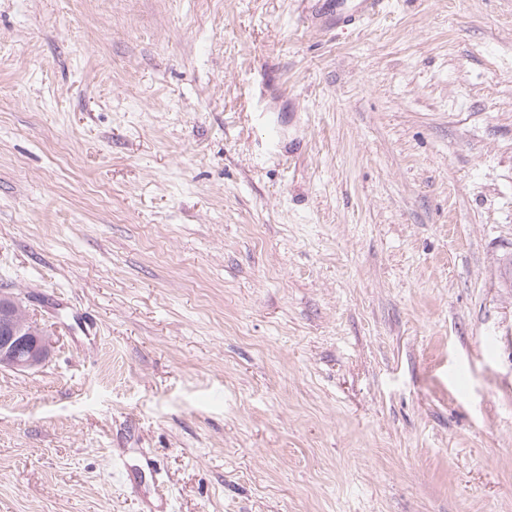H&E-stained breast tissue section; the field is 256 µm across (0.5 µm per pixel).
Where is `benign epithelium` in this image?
Here are the masks:
<instances>
[{"label": "benign epithelium", "mask_w": 512, "mask_h": 512, "mask_svg": "<svg viewBox=\"0 0 512 512\" xmlns=\"http://www.w3.org/2000/svg\"><path fill=\"white\" fill-rule=\"evenodd\" d=\"M22 304L15 297L0 294V367L14 370L43 364L50 340L38 325L26 326L18 320Z\"/></svg>", "instance_id": "obj_1"}]
</instances>
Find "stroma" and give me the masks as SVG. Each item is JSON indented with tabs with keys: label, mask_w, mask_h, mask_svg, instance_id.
<instances>
[{
	"label": "stroma",
	"mask_w": 512,
	"mask_h": 512,
	"mask_svg": "<svg viewBox=\"0 0 512 512\" xmlns=\"http://www.w3.org/2000/svg\"><path fill=\"white\" fill-rule=\"evenodd\" d=\"M319 2L0 0V512H512V0ZM321 14L331 18L333 26H347L362 23L383 5L382 0H321ZM23 308L14 296L0 294V367L14 370L43 364L50 351V340L36 324L26 326L17 314Z\"/></svg>",
	"instance_id": "obj_1"
}]
</instances>
